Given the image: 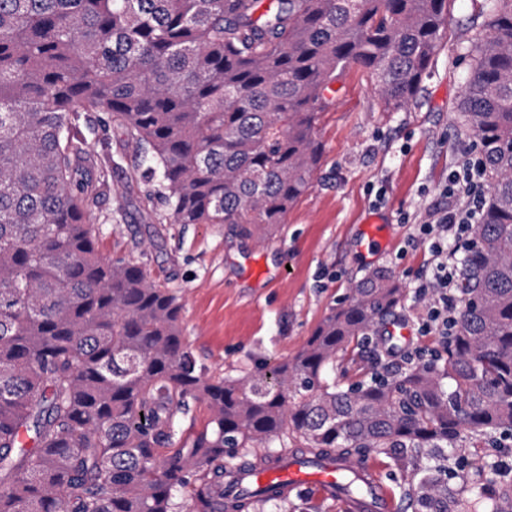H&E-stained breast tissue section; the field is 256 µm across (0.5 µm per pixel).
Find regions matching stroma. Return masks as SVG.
<instances>
[{"instance_id":"obj_1","label":"stroma","mask_w":512,"mask_h":512,"mask_svg":"<svg viewBox=\"0 0 512 512\" xmlns=\"http://www.w3.org/2000/svg\"><path fill=\"white\" fill-rule=\"evenodd\" d=\"M483 22L472 0H456L441 47L414 103L384 111L371 75L352 68L335 84L317 135L323 162L312 188L289 210L279 232L257 243L228 234L221 224H174L165 207L148 200L136 152L120 129L98 120L89 150L100 162L116 158L94 213L103 256L141 262L174 289L183 329L207 375L239 374L292 357L365 270L383 267L414 288L432 256L417 244L425 205L440 200L449 174L475 160V137L461 126L457 105L471 59L467 47ZM378 217L389 243L364 246L365 222ZM420 306L407 300L385 329L406 353H429L439 339L420 328ZM404 512L409 479L388 456H365Z\"/></svg>"}]
</instances>
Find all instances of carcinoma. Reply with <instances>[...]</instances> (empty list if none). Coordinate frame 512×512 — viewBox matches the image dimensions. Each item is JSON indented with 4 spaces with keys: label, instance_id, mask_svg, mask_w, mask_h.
<instances>
[{
    "label": "carcinoma",
    "instance_id": "carcinoma-1",
    "mask_svg": "<svg viewBox=\"0 0 512 512\" xmlns=\"http://www.w3.org/2000/svg\"><path fill=\"white\" fill-rule=\"evenodd\" d=\"M453 0H0V512H252L224 455L298 449L394 458L412 512L448 508V461L512 441V0H480L463 124L486 190L464 247L459 307L428 359L341 387L336 356L407 300L365 271L291 358L208 376L177 293L105 258L91 224L105 185L88 149L103 112L135 146L148 199L174 224L274 235L321 167L319 114L353 66L405 110ZM201 429L178 433L189 401ZM467 491L512 503L495 462Z\"/></svg>",
    "mask_w": 512,
    "mask_h": 512
}]
</instances>
